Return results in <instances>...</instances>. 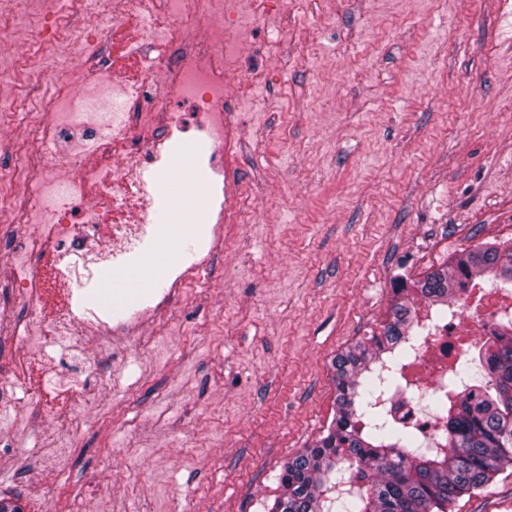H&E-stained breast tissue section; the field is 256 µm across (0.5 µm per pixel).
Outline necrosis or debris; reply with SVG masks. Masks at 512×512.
Listing matches in <instances>:
<instances>
[{
	"instance_id": "necrosis-or-debris-1",
	"label": "necrosis or debris",
	"mask_w": 512,
	"mask_h": 512,
	"mask_svg": "<svg viewBox=\"0 0 512 512\" xmlns=\"http://www.w3.org/2000/svg\"><path fill=\"white\" fill-rule=\"evenodd\" d=\"M281 3L222 0L213 14L201 11L197 0H74V15L94 10L112 27L113 65L90 69L82 93L47 96L32 85L27 103L14 106L18 112L33 107L40 120L14 142L11 170L0 174L10 224L0 254L14 272L12 284L24 305L0 398H15L25 389L32 357L63 341L146 336L172 297L222 252L223 225L239 223L253 209L248 196L229 207L222 201L227 159L241 139V97L233 82L250 65L252 32ZM181 102L197 109L194 161L207 172L214 201L197 245L199 262L190 271L170 273L168 295L142 293L128 322L111 324L79 297L48 327L42 311L46 272L63 281H99L110 268L145 252L154 234L148 219L155 194L144 172L168 165L182 142ZM419 320L428 333L410 341L404 373L410 382L434 387L449 362L472 355L467 337L512 333V290L486 287L469 313L439 318L425 310ZM105 373V361L73 355L47 367L44 389L79 394L99 386Z\"/></svg>"
}]
</instances>
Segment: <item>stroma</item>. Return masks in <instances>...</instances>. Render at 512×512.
<instances>
[{
	"label": "stroma",
	"instance_id": "35a3bbf8",
	"mask_svg": "<svg viewBox=\"0 0 512 512\" xmlns=\"http://www.w3.org/2000/svg\"><path fill=\"white\" fill-rule=\"evenodd\" d=\"M291 59L238 114L228 194L255 210L150 328L89 344L112 366L78 431L0 403V497L23 512H268L280 471L336 414L333 357L379 332L396 275L415 279L512 240V0H293ZM38 22L112 63V34ZM182 264L210 209L185 204ZM452 512H512V468Z\"/></svg>",
	"mask_w": 512,
	"mask_h": 512
}]
</instances>
